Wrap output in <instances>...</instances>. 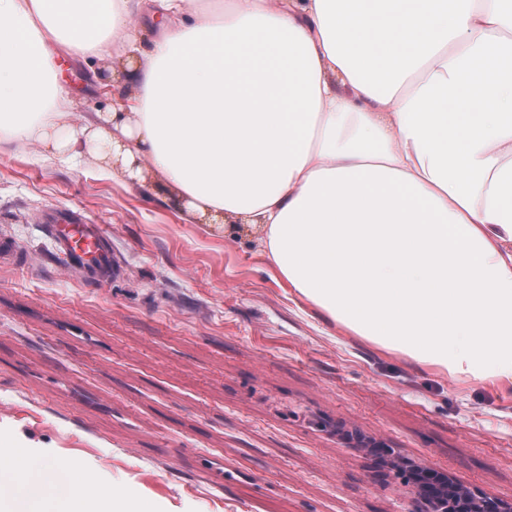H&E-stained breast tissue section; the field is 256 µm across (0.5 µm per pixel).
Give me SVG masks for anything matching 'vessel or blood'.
Returning <instances> with one entry per match:
<instances>
[{"mask_svg": "<svg viewBox=\"0 0 512 512\" xmlns=\"http://www.w3.org/2000/svg\"><path fill=\"white\" fill-rule=\"evenodd\" d=\"M42 221L59 253L83 266L90 279L104 283L119 272L120 262L103 225L88 223L80 212L68 208L49 209Z\"/></svg>", "mask_w": 512, "mask_h": 512, "instance_id": "vessel-or-blood-1", "label": "vessel or blood"}]
</instances>
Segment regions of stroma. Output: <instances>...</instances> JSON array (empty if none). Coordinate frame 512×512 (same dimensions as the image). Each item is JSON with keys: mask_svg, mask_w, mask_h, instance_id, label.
I'll return each instance as SVG.
<instances>
[{"mask_svg": "<svg viewBox=\"0 0 512 512\" xmlns=\"http://www.w3.org/2000/svg\"><path fill=\"white\" fill-rule=\"evenodd\" d=\"M82 111L110 58L59 55ZM112 238L103 287L40 221ZM0 455L59 462L146 512H411L414 489L356 432L487 497H512V386L460 381L350 334L272 277L254 239L37 145L0 154Z\"/></svg>", "mask_w": 512, "mask_h": 512, "instance_id": "1", "label": "stroma"}]
</instances>
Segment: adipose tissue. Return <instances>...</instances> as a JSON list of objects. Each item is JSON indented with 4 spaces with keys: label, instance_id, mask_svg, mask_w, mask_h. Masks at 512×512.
<instances>
[{
    "label": "adipose tissue",
    "instance_id": "1",
    "mask_svg": "<svg viewBox=\"0 0 512 512\" xmlns=\"http://www.w3.org/2000/svg\"><path fill=\"white\" fill-rule=\"evenodd\" d=\"M62 52L118 55L111 111L74 120ZM0 128L118 182L150 167L182 223L260 227L277 279L352 334L512 385V0H0ZM137 498L0 460V512Z\"/></svg>",
    "mask_w": 512,
    "mask_h": 512
}]
</instances>
